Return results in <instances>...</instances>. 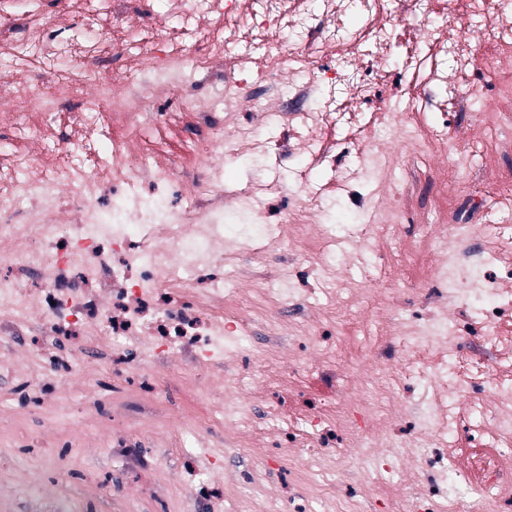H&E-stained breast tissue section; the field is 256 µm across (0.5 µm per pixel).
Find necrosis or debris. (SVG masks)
<instances>
[{"label":"necrosis or debris","mask_w":512,"mask_h":512,"mask_svg":"<svg viewBox=\"0 0 512 512\" xmlns=\"http://www.w3.org/2000/svg\"><path fill=\"white\" fill-rule=\"evenodd\" d=\"M170 3L174 26L133 21L132 0H85L83 44L49 10L0 27V61L28 76L0 98V341L40 334L68 379L84 361L63 339L79 333L141 384L171 370L174 390L201 402L172 447L199 430L225 437L291 466L319 505L352 479L393 487L380 512L441 500L497 512L512 493V0H322L317 19L307 0ZM353 10L364 24L350 33ZM253 52L267 69L244 97L267 101L264 124L291 122L287 142L228 126L209 102L210 82L247 72ZM131 56L172 111L151 118L130 93ZM392 60L412 74L429 64L427 83L401 106L362 111ZM271 153L330 171L360 212L407 206L408 223H307L323 199L308 182L226 189L229 155ZM370 181L386 182L382 200L355 193ZM287 193V220L268 223L269 200ZM242 212L247 223H223ZM420 257L414 310L407 288L352 275ZM371 302L398 311L395 326L337 359L338 317ZM145 342L151 366L138 361ZM229 353L242 368L225 372L228 391L258 403L207 393ZM300 370L325 395L290 418L282 399ZM400 422L413 442L394 444ZM332 432L369 467L349 475Z\"/></svg>","instance_id":"obj_1"}]
</instances>
